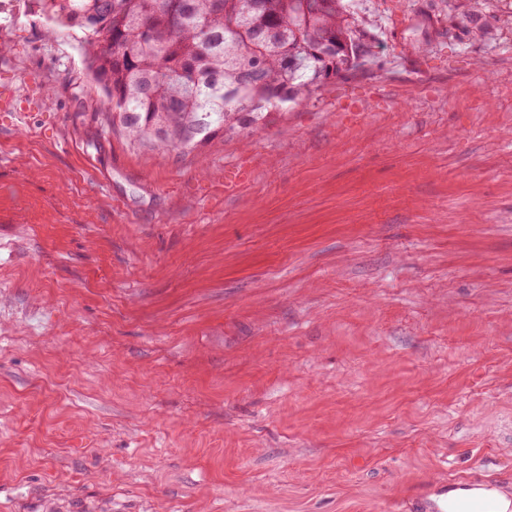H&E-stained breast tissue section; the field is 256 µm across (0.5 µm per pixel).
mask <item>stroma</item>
Segmentation results:
<instances>
[{
    "label": "stroma",
    "mask_w": 512,
    "mask_h": 512,
    "mask_svg": "<svg viewBox=\"0 0 512 512\" xmlns=\"http://www.w3.org/2000/svg\"><path fill=\"white\" fill-rule=\"evenodd\" d=\"M346 77L202 154L0 0V512L512 491V0H345Z\"/></svg>",
    "instance_id": "stroma-1"
}]
</instances>
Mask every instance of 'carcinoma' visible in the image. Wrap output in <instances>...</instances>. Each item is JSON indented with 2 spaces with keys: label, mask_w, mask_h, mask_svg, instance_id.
<instances>
[{
  "label": "carcinoma",
  "mask_w": 512,
  "mask_h": 512,
  "mask_svg": "<svg viewBox=\"0 0 512 512\" xmlns=\"http://www.w3.org/2000/svg\"><path fill=\"white\" fill-rule=\"evenodd\" d=\"M42 9L82 46L112 129L179 152L265 124L372 52L344 0H43Z\"/></svg>",
  "instance_id": "1"
}]
</instances>
